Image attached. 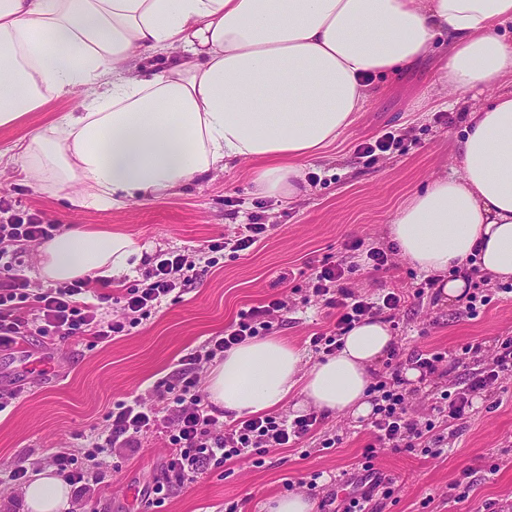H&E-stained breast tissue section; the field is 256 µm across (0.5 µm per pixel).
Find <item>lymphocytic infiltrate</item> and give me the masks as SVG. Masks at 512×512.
Here are the masks:
<instances>
[{"instance_id":"obj_1","label":"lymphocytic infiltrate","mask_w":512,"mask_h":512,"mask_svg":"<svg viewBox=\"0 0 512 512\" xmlns=\"http://www.w3.org/2000/svg\"><path fill=\"white\" fill-rule=\"evenodd\" d=\"M56 230V225L43 223L35 216L15 213L9 203L0 199V266L9 272L8 277L0 279V349L10 348L17 338L29 335L34 328L62 340L82 331L105 342L123 336L129 321L139 322L151 316L192 268L185 254H161L141 281L123 290L125 320L109 319L103 317L90 281L78 279L34 293L24 275L12 273L6 244L47 241ZM354 271L351 265L327 263L311 277L312 296L321 298L327 308L336 312L333 328L310 336L309 346L315 352L335 354L343 346L342 336L363 318L400 310L405 302L404 295L395 291L375 298L355 294L347 285ZM288 311L287 299L271 296L262 305L241 311L224 334L210 337L200 349L182 356L172 376L177 394L164 407L137 396L113 408L107 429L90 444L86 454L90 465H97L99 459L138 434L159 430L165 434L169 448L165 480L152 488L153 495L160 498L170 487L183 484L208 467H221L240 458L251 459L259 467L269 449L292 448L312 438L321 423L317 413L291 420L270 414L250 415L227 424L220 410L207 406L199 390L204 365L223 358L225 352L250 338L269 335L275 326L287 322ZM511 377L512 336H507L486 350L484 367L469 375L466 388L441 390L434 405L437 421L466 418L472 406L471 393L492 390L498 381ZM403 383L399 364L391 363L385 375L372 384L370 391L375 398L370 431L374 443L367 446L362 465L367 480L361 483L359 493L342 500L332 512H370L368 505L374 495H393V487L382 480L373 464L377 448L428 451L442 442V435L435 432L437 421L421 420Z\"/></svg>"}]
</instances>
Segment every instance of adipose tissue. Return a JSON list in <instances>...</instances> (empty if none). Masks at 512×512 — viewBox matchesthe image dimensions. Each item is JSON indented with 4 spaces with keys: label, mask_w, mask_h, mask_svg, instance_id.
I'll list each match as a JSON object with an SVG mask.
<instances>
[{
    "label": "adipose tissue",
    "mask_w": 512,
    "mask_h": 512,
    "mask_svg": "<svg viewBox=\"0 0 512 512\" xmlns=\"http://www.w3.org/2000/svg\"><path fill=\"white\" fill-rule=\"evenodd\" d=\"M512 0H0V127L50 97L92 89L81 111L32 134L22 171L43 191L77 184L81 205L120 208L171 196L241 160L256 162L254 192L293 201L304 167L350 127L366 78L452 51L441 88L459 95L512 84ZM170 50L164 73L126 74L132 59ZM458 173L412 194L390 234L403 258L440 278L457 302L467 281L452 269L475 259L512 279V91L466 114ZM146 244L79 224L40 248L52 282L132 274ZM326 361L303 368L285 341L236 346L211 371L207 392L225 414L278 407L293 388L327 412L368 415L370 370L392 348L383 322L356 325ZM28 512H66L69 488L45 471L24 487Z\"/></svg>",
    "instance_id": "obj_1"
}]
</instances>
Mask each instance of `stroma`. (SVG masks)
I'll return each instance as SVG.
<instances>
[{
    "instance_id": "obj_1",
    "label": "stroma",
    "mask_w": 512,
    "mask_h": 512,
    "mask_svg": "<svg viewBox=\"0 0 512 512\" xmlns=\"http://www.w3.org/2000/svg\"><path fill=\"white\" fill-rule=\"evenodd\" d=\"M436 43L416 67L373 81L357 118L326 152L306 163L309 188L291 203L255 196L254 162L241 161L207 180L193 182L172 196L132 202L122 208L77 205L76 189L49 194L25 179L20 159L0 166V197L14 210L34 214L67 229H121L149 245L144 267L155 255L199 252L196 266L181 291L172 293L151 317L121 338L101 342L86 335L67 341L32 333L23 354L0 352V512H26L23 490L9 479L12 464L25 460L29 473L51 468L52 456L68 449L84 459L90 442L107 427L113 406L135 396L165 394V380L181 356L222 334L238 313L268 295L288 296L295 309L279 338L304 351L307 364L319 356L309 349L312 333L332 328L335 316L310 296L314 267L348 259L347 241L388 248L389 227L399 208L433 178L453 172L457 145L464 138L462 110L478 109L494 96L488 88L469 93L460 108L443 103L436 83L437 66L449 52ZM84 89L48 99L12 126L0 127V152L15 148L37 128L76 111ZM398 143L377 159L357 152L360 143L383 133ZM259 221L265 238L251 250L224 254L210 265L202 254L209 241L233 238L240 225ZM427 274L407 260L389 271L359 266L348 285L377 296L405 295L406 303L388 326L401 355L430 350L461 352L468 344L488 347L512 336V293L492 290V301L470 316L465 302L441 303L427 288ZM369 420L349 414L325 415L320 430L340 435L339 447L320 450L307 440L288 450H270L262 467L242 458L197 474L174 488L165 502L148 498L164 478L166 442L158 431L137 436L116 456L104 458L92 491L70 488L73 512H262L271 497L296 493L324 512L326 494L341 486L310 489L313 474L334 476L359 469L371 441ZM443 452L377 451L375 465L394 483L390 499L374 497L375 512H480L495 502L498 512H512V378L495 394H473L468 418L453 422Z\"/></svg>"
}]
</instances>
